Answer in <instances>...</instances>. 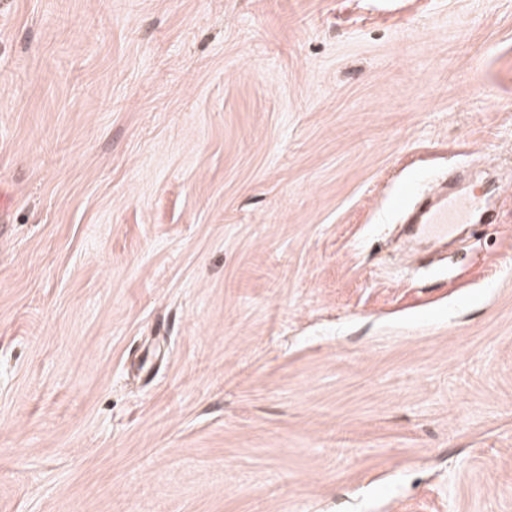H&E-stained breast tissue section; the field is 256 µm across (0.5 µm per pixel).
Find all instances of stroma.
I'll list each match as a JSON object with an SVG mask.
<instances>
[{
    "mask_svg": "<svg viewBox=\"0 0 512 512\" xmlns=\"http://www.w3.org/2000/svg\"><path fill=\"white\" fill-rule=\"evenodd\" d=\"M512 0H0V512H512ZM488 193L485 190L477 195L472 191L448 189L434 200L419 203L407 212L411 240L444 247L455 224H491Z\"/></svg>",
    "mask_w": 512,
    "mask_h": 512,
    "instance_id": "stroma-1",
    "label": "stroma"
}]
</instances>
